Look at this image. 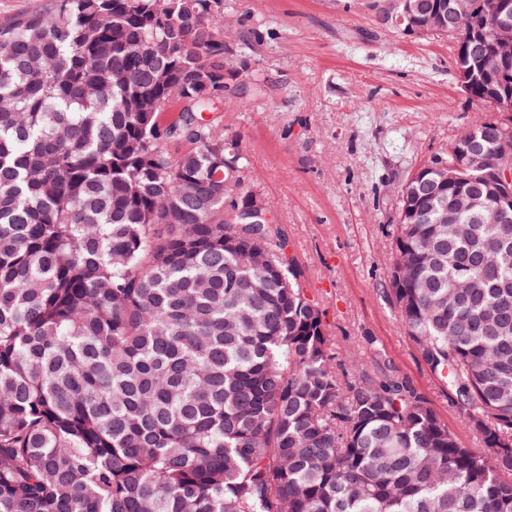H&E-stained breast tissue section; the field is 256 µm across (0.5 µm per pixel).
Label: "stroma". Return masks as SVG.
I'll return each instance as SVG.
<instances>
[{
	"mask_svg": "<svg viewBox=\"0 0 512 512\" xmlns=\"http://www.w3.org/2000/svg\"><path fill=\"white\" fill-rule=\"evenodd\" d=\"M233 3L223 23L245 16L261 30L253 67L271 93L247 111L227 104L224 130L277 211L335 350L385 363L431 400L462 447H479L386 289L396 187L485 117L455 81L454 42L386 27V0Z\"/></svg>",
	"mask_w": 512,
	"mask_h": 512,
	"instance_id": "1",
	"label": "stroma"
}]
</instances>
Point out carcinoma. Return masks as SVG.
Masks as SVG:
<instances>
[{"label": "carcinoma", "instance_id": "cac0c4a2", "mask_svg": "<svg viewBox=\"0 0 512 512\" xmlns=\"http://www.w3.org/2000/svg\"><path fill=\"white\" fill-rule=\"evenodd\" d=\"M413 2L414 23L452 5ZM475 2L454 77L512 103V21ZM226 10L48 0L0 22V512H512V223L464 205L512 141L462 131L392 228L390 294L483 444L463 448L409 381L333 351L224 136V103L269 90L260 32L224 35ZM472 140L485 168L448 185Z\"/></svg>", "mask_w": 512, "mask_h": 512}]
</instances>
